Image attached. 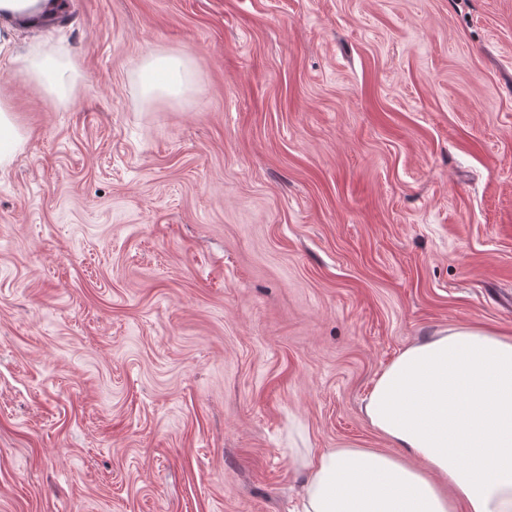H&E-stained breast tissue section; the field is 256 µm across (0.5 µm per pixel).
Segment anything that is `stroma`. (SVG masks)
Returning a JSON list of instances; mask_svg holds the SVG:
<instances>
[{
	"mask_svg": "<svg viewBox=\"0 0 512 512\" xmlns=\"http://www.w3.org/2000/svg\"><path fill=\"white\" fill-rule=\"evenodd\" d=\"M62 2L14 41L70 102L0 60V512H293L304 456L399 455L383 369L512 336V0ZM19 65L35 79L51 96L66 102L74 94L75 78L69 58L61 51L31 50L25 54H13L9 27L0 30V59ZM191 70L189 58L173 53H149L134 73V83L144 102L158 97L183 102L194 90L188 80ZM26 139L11 108L0 101V171H5L25 147Z\"/></svg>",
	"mask_w": 512,
	"mask_h": 512,
	"instance_id": "stroma-1",
	"label": "stroma"
}]
</instances>
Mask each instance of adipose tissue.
Segmentation results:
<instances>
[{
    "mask_svg": "<svg viewBox=\"0 0 512 512\" xmlns=\"http://www.w3.org/2000/svg\"><path fill=\"white\" fill-rule=\"evenodd\" d=\"M19 65L55 99L74 94L68 57L13 53L0 30V58ZM189 58L149 53L134 73L144 102L187 100ZM364 411L407 458L329 448L307 460L300 512H512V336L452 326L402 351L376 378Z\"/></svg>",
    "mask_w": 512,
    "mask_h": 512,
    "instance_id": "adipose-tissue-1",
    "label": "adipose tissue"
}]
</instances>
